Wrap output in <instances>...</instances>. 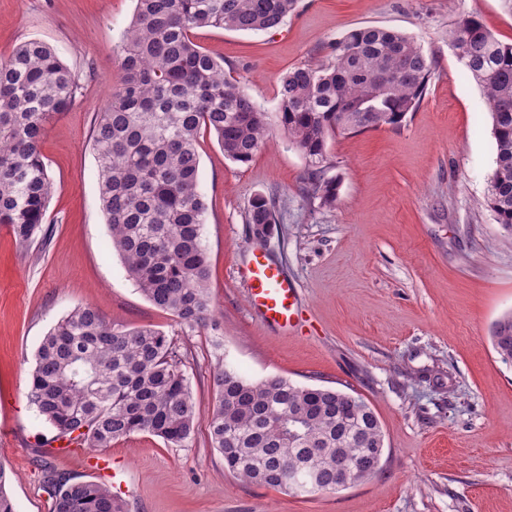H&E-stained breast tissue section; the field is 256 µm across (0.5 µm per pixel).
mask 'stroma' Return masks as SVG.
Instances as JSON below:
<instances>
[{
    "instance_id": "35a3bbf8",
    "label": "stroma",
    "mask_w": 512,
    "mask_h": 512,
    "mask_svg": "<svg viewBox=\"0 0 512 512\" xmlns=\"http://www.w3.org/2000/svg\"><path fill=\"white\" fill-rule=\"evenodd\" d=\"M134 9V0H0V58L42 40L81 86L41 143L54 185L50 236L24 249L0 227V465L18 512H49L44 466L101 478L79 456L43 448L51 431L27 400L41 339L86 304L114 325L152 327L173 340L201 413L214 403L212 375L223 363L253 381L277 375L361 396L385 432L371 478L313 496L229 474L206 422L186 448L136 434L104 451L120 463L112 492L126 512H512V365L490 340L493 323L512 312V239L485 205L491 116L448 42L454 20L473 14L512 43V14L501 0H298L266 32L196 30L226 77L270 113L288 69L325 59L336 38L358 27L414 37L436 69L400 126L329 139L330 208L306 200V160L283 133L238 164L201 132L213 315L190 328L138 292L109 246L101 209L92 130L120 76ZM259 193L278 199L277 222L261 239L245 221ZM251 251L295 282L294 334L253 315L244 274Z\"/></svg>"
}]
</instances>
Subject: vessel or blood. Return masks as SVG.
Instances as JSON below:
<instances>
[{"instance_id": "b4317fda", "label": "vessel or blood", "mask_w": 512, "mask_h": 512, "mask_svg": "<svg viewBox=\"0 0 512 512\" xmlns=\"http://www.w3.org/2000/svg\"><path fill=\"white\" fill-rule=\"evenodd\" d=\"M251 307L263 322L288 331L298 312V290L281 268L265 255L250 253L246 264Z\"/></svg>"}]
</instances>
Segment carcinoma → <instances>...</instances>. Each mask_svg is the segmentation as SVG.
<instances>
[{
  "label": "carcinoma",
  "mask_w": 512,
  "mask_h": 512,
  "mask_svg": "<svg viewBox=\"0 0 512 512\" xmlns=\"http://www.w3.org/2000/svg\"><path fill=\"white\" fill-rule=\"evenodd\" d=\"M297 0H136L120 46L110 105L92 134L99 193L110 246L127 276L156 308L194 327L212 315L209 256L203 244L206 204L199 191L198 137L205 129L224 155L249 163L274 130L306 159L304 194L336 202L328 139L338 132L398 126L425 95L435 61L412 37L366 26L336 39L329 57L289 69L275 115L262 110L224 62L192 38L216 28L258 32L279 27ZM451 46L491 114L495 168L486 206L512 238V43L499 41L476 16H459ZM79 83L47 43L27 40L0 59V226L26 246L46 233L53 183L41 153L46 124L68 111ZM276 197L257 194L246 223L267 231ZM494 351L512 363V313L492 328ZM179 346L149 327H116L93 306L71 310L43 336L28 402L51 426L50 445L68 441L109 448L134 434L186 448L201 417L182 369ZM216 397L207 414L211 447L244 482L295 495L333 492L342 463L358 459L361 480L378 470L384 432L363 398L280 376L251 381L213 371ZM0 468V512H17ZM50 512H124L98 481L46 476Z\"/></svg>",
  "instance_id": "obj_1"
}]
</instances>
